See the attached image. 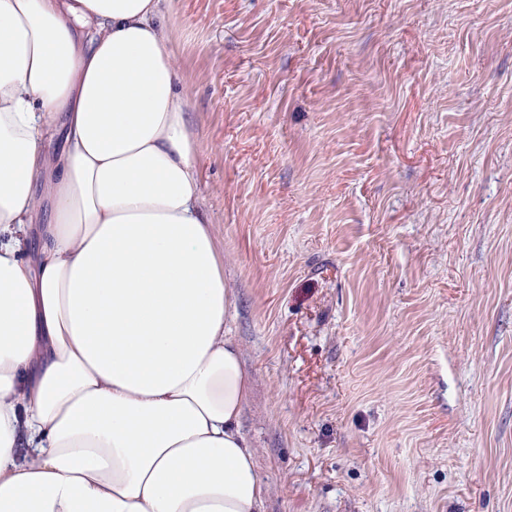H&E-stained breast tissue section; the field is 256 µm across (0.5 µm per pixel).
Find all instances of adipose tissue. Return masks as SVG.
I'll use <instances>...</instances> for the list:
<instances>
[{
  "instance_id": "ef3b65f1",
  "label": "adipose tissue",
  "mask_w": 512,
  "mask_h": 512,
  "mask_svg": "<svg viewBox=\"0 0 512 512\" xmlns=\"http://www.w3.org/2000/svg\"><path fill=\"white\" fill-rule=\"evenodd\" d=\"M177 79L162 0H0V512H266Z\"/></svg>"
}]
</instances>
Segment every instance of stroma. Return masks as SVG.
Listing matches in <instances>:
<instances>
[{
  "mask_svg": "<svg viewBox=\"0 0 512 512\" xmlns=\"http://www.w3.org/2000/svg\"><path fill=\"white\" fill-rule=\"evenodd\" d=\"M267 512H512V0H166Z\"/></svg>",
  "mask_w": 512,
  "mask_h": 512,
  "instance_id": "stroma-1",
  "label": "stroma"
}]
</instances>
